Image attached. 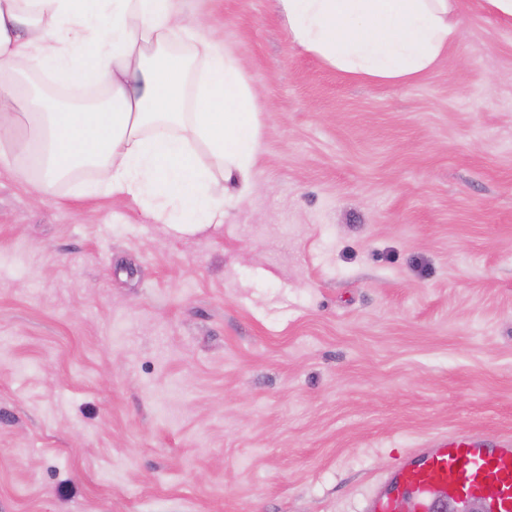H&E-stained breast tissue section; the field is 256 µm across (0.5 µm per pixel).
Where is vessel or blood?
<instances>
[{"instance_id":"1","label":"vessel or blood","mask_w":512,"mask_h":512,"mask_svg":"<svg viewBox=\"0 0 512 512\" xmlns=\"http://www.w3.org/2000/svg\"><path fill=\"white\" fill-rule=\"evenodd\" d=\"M442 512L441 498L479 500L490 512H512V435L489 442L475 433L444 435L415 449L377 485L369 512Z\"/></svg>"}]
</instances>
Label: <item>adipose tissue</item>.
<instances>
[{"label":"adipose tissue","instance_id":"1","mask_svg":"<svg viewBox=\"0 0 512 512\" xmlns=\"http://www.w3.org/2000/svg\"><path fill=\"white\" fill-rule=\"evenodd\" d=\"M180 0H0V166L42 203L92 170L179 234L224 222L258 187V96ZM290 44L357 80L408 84L458 42L456 0H279ZM72 104L44 110L30 72Z\"/></svg>","mask_w":512,"mask_h":512}]
</instances>
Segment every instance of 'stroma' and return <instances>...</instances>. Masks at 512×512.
Listing matches in <instances>:
<instances>
[{
    "instance_id": "stroma-1",
    "label": "stroma",
    "mask_w": 512,
    "mask_h": 512,
    "mask_svg": "<svg viewBox=\"0 0 512 512\" xmlns=\"http://www.w3.org/2000/svg\"><path fill=\"white\" fill-rule=\"evenodd\" d=\"M263 104L257 191L173 234L0 167V512H365L443 432L512 434V25L352 81L276 0H180Z\"/></svg>"
}]
</instances>
